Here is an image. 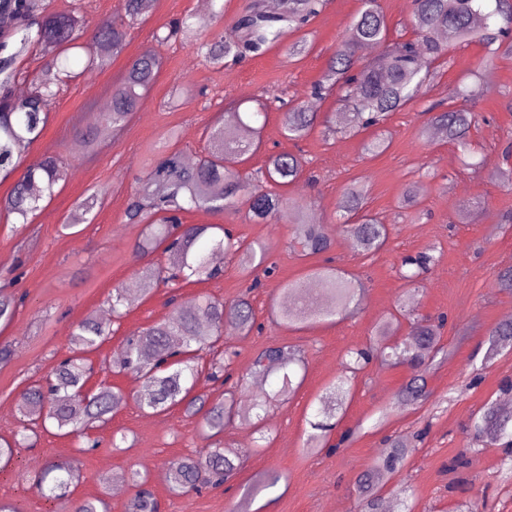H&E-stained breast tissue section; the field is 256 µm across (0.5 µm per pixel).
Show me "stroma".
Segmentation results:
<instances>
[{
	"mask_svg": "<svg viewBox=\"0 0 512 512\" xmlns=\"http://www.w3.org/2000/svg\"><path fill=\"white\" fill-rule=\"evenodd\" d=\"M40 3L49 13H79L90 28L106 19L126 22L122 0ZM249 3L224 0V16L219 19L200 16L197 0H153L146 19L131 25L123 55L105 71L84 70V50H70V63L81 75L60 87L49 103L43 135L22 150L27 162L47 152L59 155L69 176L23 229H14L11 218L0 214V289L26 296L12 322L0 325V343L12 344L16 351L11 362L0 364V437H11L20 429L19 394L67 354L72 325L88 314H104L114 289L138 282L146 261L135 253L140 228L126 223L125 210L137 187L136 177L158 161L164 147L180 151L183 158H197L207 152L209 131L218 116L232 115L236 103L249 111L262 96L284 93L321 114L338 115L335 97L316 99L311 90L361 0H326L307 28L311 49L299 60L274 47L240 63L215 65L181 39L155 42L156 36H166L171 21L187 14L197 16L201 39L220 33L237 39L235 20ZM152 45L164 58L156 85L125 128L104 132L95 150L85 151L78 130L110 101L112 84L128 59ZM486 66L494 78L481 94L455 101L457 107L480 116L470 133L474 163L466 166L459 150L442 135L423 142L417 131L424 122V108L447 99L461 78L474 77ZM180 84L195 90V97L174 100L172 88ZM281 117L280 111L269 110L261 149L237 168L252 173L264 166L268 154L300 153L304 174L282 194L289 207L309 206L317 222L325 224L333 241L328 256L299 258L287 243V226L254 223L243 205L224 213L195 210L185 221L224 224L245 241L270 247L268 262L274 271L262 276L261 288L250 293L265 328L247 336L229 334L223 342L236 354L233 370L240 380L242 404L272 391V379H258L251 371L256 355L272 345L287 343L304 353L307 370L301 387L288 401L274 403L261 427L237 424L225 430L222 447L243 457L233 481L197 495L171 493L165 464L202 448L199 419L179 406L161 414L140 408L142 378L133 372H113L112 356L128 333L175 317L172 294L185 300L210 295L229 302L247 291L248 282L236 261L226 259L217 279L189 283L175 293L162 286L137 293L111 338L86 355L93 367L87 391L107 386L125 394L127 402L109 421L90 430L99 446L79 455L85 480L75 497H100L109 512H131L135 490L122 477L129 469L143 467L160 512H233L247 495L252 498L249 512H358L360 478L385 451L386 438L398 436L417 439L418 444L403 472L383 491L392 512L407 506L413 512H464L472 503L478 512H512V478L500 475L502 448L468 449L472 419L487 403L498 400L504 380H512V347L494 356L488 353L489 331L512 314V289L495 281L497 272L512 267V226L507 223L512 190L498 180L506 167L504 149L512 146V57L487 58L477 43L457 47L446 63L437 66L434 80L417 103L389 116L382 128L389 146L374 157L364 150L370 132L328 142L316 131L295 144L282 137ZM171 131L176 134L172 142L166 139ZM355 181L365 187L366 210L390 228L385 248L370 256L351 247L349 237L336 231V206ZM410 184L419 187V203L405 209L400 199ZM96 190L102 193V203L90 221L64 229L79 201ZM423 254L433 255L435 265L420 283L405 284L400 276L402 258ZM326 263L362 279L365 288L355 313L299 329L268 325L271 299L280 298L289 282L307 279L313 268ZM403 307L423 316L447 317L440 339L445 352L425 372L428 400L419 405L399 400L411 370L373 359L353 380L346 410L329 434L334 440L351 429L354 438L334 454L310 452L305 441L313 408L341 374L348 351L366 345L393 314L398 317L395 338L407 336L410 321L400 315ZM385 405L391 415L382 422L378 410ZM77 446L75 437L41 433L35 447L21 449L17 463L0 472V499L12 500L19 512H51V504L32 487L30 477L48 461L75 455ZM461 452L466 466L449 471V459ZM265 474L277 475V485L255 491L256 480Z\"/></svg>",
	"mask_w": 512,
	"mask_h": 512,
	"instance_id": "1",
	"label": "stroma"
}]
</instances>
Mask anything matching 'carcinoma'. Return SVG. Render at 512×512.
I'll return each mask as SVG.
<instances>
[{
	"mask_svg": "<svg viewBox=\"0 0 512 512\" xmlns=\"http://www.w3.org/2000/svg\"><path fill=\"white\" fill-rule=\"evenodd\" d=\"M322 0H280L277 11L265 9L261 0L241 13L235 25L245 33L243 41H226L218 35L206 43H198L196 23L192 17L183 19L178 27L155 41L164 43L176 33L185 42L205 51L213 63L226 59L235 62L265 51L284 46L288 57L295 58L307 50L306 36L284 44L287 34L304 30L314 19ZM150 0H123V10L129 22L146 18ZM11 13L17 26L13 32L17 50L0 60V85L15 80L11 65L31 45L40 47L43 59L41 77L30 91L32 97L17 105L8 94L0 97V177L5 179L21 163L20 151L38 140L45 128L48 113L45 104L56 89L67 84L75 73L69 70L67 51L83 35L82 17L70 14H44L35 0H0V12ZM407 25L414 38L392 41L379 0H362L361 10L353 17L348 32L328 59L321 80L312 95L324 98L338 96L343 123L336 126L326 116L311 112L299 100L282 102L281 134L288 141L306 138L322 126L333 135H357L378 126L393 112L416 102L433 75L431 65L447 58L449 51L473 40L483 42L491 56H512V0H411ZM128 29L110 19L102 21L94 31L92 49L86 67L104 71L125 50ZM379 49L369 60L361 55L364 46ZM163 66V57L155 48H147L130 59L121 77L112 85V104L95 121L78 131L83 147L94 148L99 133L110 127H125L137 112L141 97L155 85ZM492 78L489 69L479 74L472 84L461 83L448 96V104L437 103L427 109L426 124L418 130V139L428 140L438 129L448 142L467 148L469 133L477 115L453 106L457 97H475L482 84ZM267 104L257 100V109L248 119L236 115L232 125L217 123L210 131L209 150L188 166L181 153L175 151L161 159L139 179L135 194L127 207L129 220L141 225L136 243L143 257L157 251L166 256L164 264H150L139 272L144 291L155 285L178 288L195 279L205 281L219 277L223 267L215 261L218 255H230L238 260L243 274L252 277L248 290L260 286L254 272L264 263L267 246L246 244L221 224H184L179 214L197 209L224 212L238 203L248 205L250 218L258 224L285 223L290 228V247L300 257L327 252L332 241L326 227L308 218V211L288 210L277 188L294 182L304 170V161L288 151L268 156L259 176L247 177L227 162L255 153L262 143L266 124ZM68 168L60 156L45 154L28 164L16 180L11 193L0 199V211L13 215L24 226L39 209V201L50 197L54 187L67 179ZM365 187L352 183L338 203L340 221L337 229L349 236L356 248L365 254L382 250L389 238V227L376 216L363 211ZM102 197L92 193L76 207L65 230L87 220V215L101 204ZM432 261L430 256L405 257L401 267L407 268L402 279L416 281ZM321 290L316 305L305 302L306 284L292 282L281 289L288 304L278 305L272 323L292 327L327 318L341 319L358 305L362 283L343 275L334 268L321 267L311 273ZM24 297L0 289V321L9 323ZM127 307L124 294L115 289L112 295V320L88 316L75 323L70 333V354L61 359L43 379L27 385L21 392L20 414L25 421L22 430L11 438H0V469L10 467L17 449L33 447L38 430L54 427L65 435L81 439L78 452L84 454L98 446L87 436L97 423L112 418L125 403L120 392L102 387L96 393L84 391L91 367L83 354L98 348L112 335V321L123 316ZM445 318L421 317L413 322L411 331L400 341H391L393 320L379 326L375 343L350 352L345 369L353 374L361 371L373 357L402 362L414 370L431 365L441 351L439 339ZM263 330L257 323L249 294L224 303L207 296L185 303L170 321L158 322L128 335L122 348L112 357V369L134 371L145 379L147 392L139 397V405L154 413H164L183 405L187 413L201 415L202 439L206 441L198 453L168 462V484L175 494L201 492L216 488L233 478L241 467L237 453L213 448L209 440L224 433L234 424L257 425L253 410L260 401L245 406L236 398L238 384H229L231 357L202 362L201 353L211 350L224 333L248 334ZM488 354L512 346V321L493 328L489 333ZM301 350L288 345L268 347L253 361L255 373L278 374L277 394L286 400L298 387L296 368H304ZM229 385L221 397L193 393L200 375ZM410 404L429 398L426 380L415 375L400 391ZM347 394L342 386L333 387L319 399L317 414L333 418L344 411ZM474 439H486L512 446V410L495 402L486 404L473 423ZM388 451L360 480L362 512H382L381 491L392 475L403 470L413 448L406 442L387 438ZM83 480L80 466L70 460H52L36 472L32 482L41 496L54 503L67 498ZM129 480L137 487L132 512H159V504L149 486L147 473L132 471ZM71 512H107L101 498H84L71 503Z\"/></svg>",
	"mask_w": 512,
	"mask_h": 512,
	"instance_id": "obj_1",
	"label": "carcinoma"
}]
</instances>
